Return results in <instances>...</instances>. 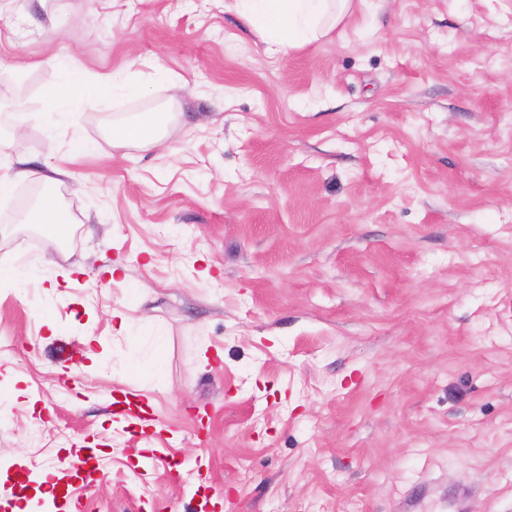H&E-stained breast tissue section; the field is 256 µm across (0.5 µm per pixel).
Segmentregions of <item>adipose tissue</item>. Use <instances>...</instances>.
Returning a JSON list of instances; mask_svg holds the SVG:
<instances>
[{"instance_id": "adipose-tissue-1", "label": "adipose tissue", "mask_w": 512, "mask_h": 512, "mask_svg": "<svg viewBox=\"0 0 512 512\" xmlns=\"http://www.w3.org/2000/svg\"><path fill=\"white\" fill-rule=\"evenodd\" d=\"M232 8L265 42L286 50L329 34L348 15L352 0H233Z\"/></svg>"}]
</instances>
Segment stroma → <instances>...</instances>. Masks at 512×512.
Wrapping results in <instances>:
<instances>
[{
  "instance_id": "1",
  "label": "stroma",
  "mask_w": 512,
  "mask_h": 512,
  "mask_svg": "<svg viewBox=\"0 0 512 512\" xmlns=\"http://www.w3.org/2000/svg\"><path fill=\"white\" fill-rule=\"evenodd\" d=\"M74 72L120 86L73 112ZM0 102V175L58 171L0 225L45 187L71 227L0 237V512L52 471L80 512H512V0L285 54L226 0H0ZM157 127L147 121L128 122L120 128L119 137L125 143H150L157 138Z\"/></svg>"
}]
</instances>
